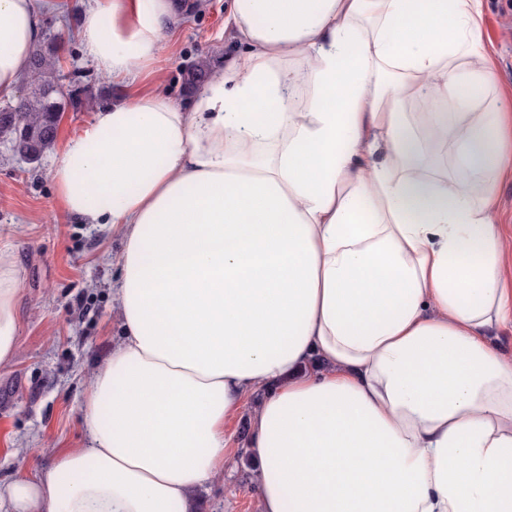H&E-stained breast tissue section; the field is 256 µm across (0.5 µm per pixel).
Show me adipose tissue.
<instances>
[{
    "mask_svg": "<svg viewBox=\"0 0 512 512\" xmlns=\"http://www.w3.org/2000/svg\"><path fill=\"white\" fill-rule=\"evenodd\" d=\"M54 2L0 0V100ZM174 15L88 0L83 55L135 76ZM479 19L480 0H229L241 50L191 105L97 109L46 175L122 242L121 339L86 447L0 480V512H191L240 451L260 512H512V360L488 338L512 324V96ZM20 275L0 253V366ZM497 197L504 226V250L506 254V279L512 291V179L504 180L498 185Z\"/></svg>",
    "mask_w": 512,
    "mask_h": 512,
    "instance_id": "1",
    "label": "adipose tissue"
}]
</instances>
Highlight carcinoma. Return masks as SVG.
Returning a JSON list of instances; mask_svg holds the SVG:
<instances>
[{"instance_id":"cac0c4a2","label":"carcinoma","mask_w":512,"mask_h":512,"mask_svg":"<svg viewBox=\"0 0 512 512\" xmlns=\"http://www.w3.org/2000/svg\"><path fill=\"white\" fill-rule=\"evenodd\" d=\"M59 60L50 48L34 50L26 93L18 106L0 110V138L30 161L39 160L54 143L63 91L58 85Z\"/></svg>"}]
</instances>
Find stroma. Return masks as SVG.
<instances>
[{"label": "stroma", "mask_w": 512, "mask_h": 512, "mask_svg": "<svg viewBox=\"0 0 512 512\" xmlns=\"http://www.w3.org/2000/svg\"><path fill=\"white\" fill-rule=\"evenodd\" d=\"M42 14L40 44L62 67L65 109L54 145L35 162L0 143V250L12 252L22 271L20 332L14 362L0 368V479L14 475L26 449L48 465L60 448L86 444L81 405L92 369L112 352L113 260L121 243L110 231L68 219L45 170L95 108L142 94L158 84L178 103H189L187 69L201 57L222 63L234 49L224 30L228 0H184L166 48L151 71L113 80L81 51L79 0H60ZM482 35L495 62L500 90L512 91V0H482ZM252 468L228 463L196 495V512H259Z\"/></svg>", "instance_id": "1"}]
</instances>
